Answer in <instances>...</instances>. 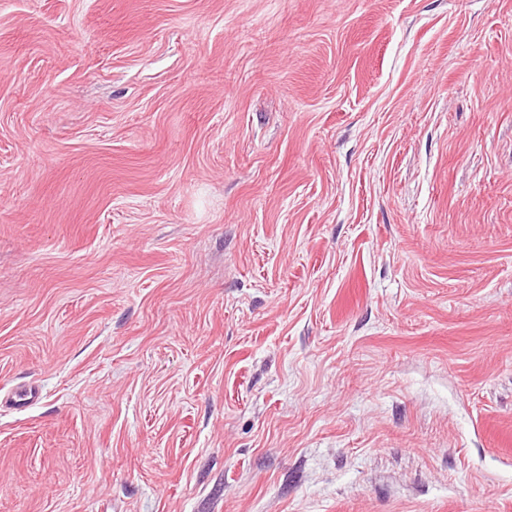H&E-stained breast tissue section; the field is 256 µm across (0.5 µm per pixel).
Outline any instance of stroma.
Masks as SVG:
<instances>
[{"mask_svg": "<svg viewBox=\"0 0 512 512\" xmlns=\"http://www.w3.org/2000/svg\"><path fill=\"white\" fill-rule=\"evenodd\" d=\"M0 512H512V0H0Z\"/></svg>", "mask_w": 512, "mask_h": 512, "instance_id": "1", "label": "stroma"}]
</instances>
